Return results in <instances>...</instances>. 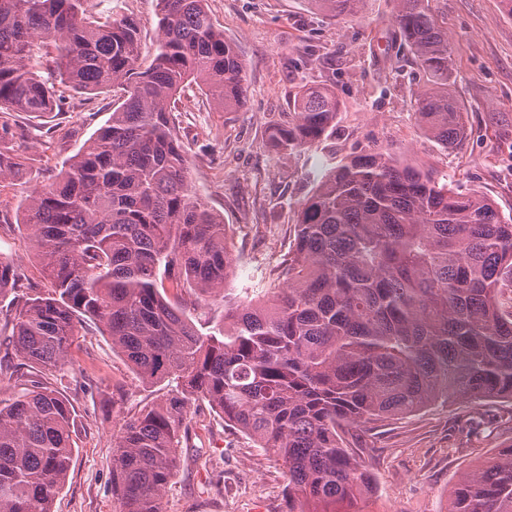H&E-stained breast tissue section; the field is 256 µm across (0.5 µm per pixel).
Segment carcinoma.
Returning <instances> with one entry per match:
<instances>
[{
  "label": "carcinoma",
  "mask_w": 512,
  "mask_h": 512,
  "mask_svg": "<svg viewBox=\"0 0 512 512\" xmlns=\"http://www.w3.org/2000/svg\"><path fill=\"white\" fill-rule=\"evenodd\" d=\"M208 0H156V54L142 68L129 18L99 22L87 0H0V114L41 117L60 106L57 83L126 95L108 121L27 199L20 225L50 280L13 303L20 363H0V512H52L70 471L73 410L40 369L66 364L92 323L148 384L172 389L127 422L112 449L120 512H165L191 402L281 462L288 512H352L372 491L344 444L356 423L412 415L432 403H512V215L431 172L381 152L330 169L301 204L285 259L288 288L271 303L224 313L200 331L170 288L224 292V222L192 194L172 112L194 84L221 112L245 93V63ZM336 19L365 0H309ZM394 33L426 74L415 101L424 134L453 148L467 110L449 91L448 27L432 0H397ZM45 54L46 74L34 70ZM293 119L271 147L293 154L319 140L342 103L328 86L290 96ZM0 122V183L29 175ZM21 288L0 258V297ZM28 371H23V368ZM448 512H512V448L463 473Z\"/></svg>",
  "instance_id": "carcinoma-1"
}]
</instances>
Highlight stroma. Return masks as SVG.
Returning a JSON list of instances; mask_svg holds the SVG:
<instances>
[{"instance_id": "obj_1", "label": "stroma", "mask_w": 512, "mask_h": 512, "mask_svg": "<svg viewBox=\"0 0 512 512\" xmlns=\"http://www.w3.org/2000/svg\"><path fill=\"white\" fill-rule=\"evenodd\" d=\"M246 65L247 95L235 112H218L198 87L185 88L173 114L189 158V183L223 219L232 272L223 297L199 301L201 319L220 320L230 305L270 300L286 285L300 203L347 157L375 150L448 178L463 193L491 197L512 214V16L500 0H433L448 26L453 94L468 112L463 144L443 148L425 137L414 114L428 84L408 47L394 37L396 0H366L338 20L309 0H208ZM95 19L128 17L139 26L143 62L158 37L156 0H88ZM333 88L342 102L332 132L291 156L269 145L272 125L291 118L301 84ZM64 90L58 111L42 118L13 113V146L31 160L32 179L0 183V257L23 275L22 290L49 282L19 206L47 182L109 118L122 96ZM71 402L75 458L54 512H118L112 493V446L124 423L161 397L143 383L97 328L75 336L69 361L46 374ZM177 473L165 512H286L282 468L208 402L188 409ZM373 479L363 512H446L460 475L512 448V403H434L407 417L352 427L347 435Z\"/></svg>"}]
</instances>
